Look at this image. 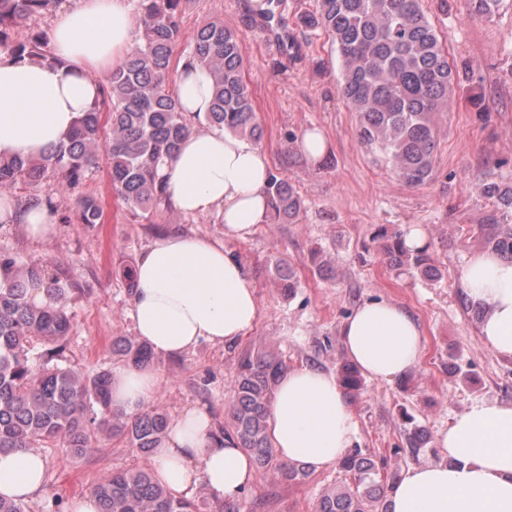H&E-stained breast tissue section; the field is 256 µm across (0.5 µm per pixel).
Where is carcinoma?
I'll return each instance as SVG.
<instances>
[{"label": "carcinoma", "mask_w": 512, "mask_h": 512, "mask_svg": "<svg viewBox=\"0 0 512 512\" xmlns=\"http://www.w3.org/2000/svg\"><path fill=\"white\" fill-rule=\"evenodd\" d=\"M60 0H0V54L18 61L63 65L49 48L47 31L38 25ZM138 16L133 52L113 67L100 99L79 118L68 140L39 158H0V187L39 186L48 180L75 189L95 168L100 150L108 157L112 193L127 210L143 215L166 212L158 172L189 131L170 68L175 46L186 45V58L207 70L213 99L205 123L222 127L256 145L263 131L252 93L244 79L245 46L220 18L190 35L182 16L191 0H133ZM502 0H467L469 15L490 19ZM303 27L322 29L341 58L340 92L356 112L361 143L378 147L396 175L415 186L432 177L438 149L435 115L448 109L455 76L448 52L423 8V0H317L315 11L300 16ZM481 193L495 209L486 216L494 227L490 250L512 261V185L486 180ZM272 213L294 219L304 201L284 176L272 175L268 187ZM59 224H100L103 207L93 196L78 199L74 211L57 209L49 195L36 197ZM390 266H410L428 277L440 275L428 247L410 249L400 239L383 245ZM13 276L0 283V451L59 443L79 456L97 435L117 437L150 453L160 446L170 419L157 405L136 413L112 407V373L82 374L60 364L64 340L72 328L69 296L76 284L68 270L0 253V266ZM277 284L296 288L288 268L276 262ZM112 351L128 365L153 362L149 348L117 337ZM286 364L275 353L246 352L238 359L231 398V427L214 436L230 437L254 466L287 481L307 477L304 467L275 454L269 437V408ZM338 377L349 393L361 389L359 371L339 365ZM428 443L419 426L406 429V447L418 455ZM339 469L350 483L325 491L317 512H386L389 490L399 479L379 478L375 462L353 450ZM92 492L100 512H199L195 500L173 496L146 470H116Z\"/></svg>", "instance_id": "cac0c4a2"}]
</instances>
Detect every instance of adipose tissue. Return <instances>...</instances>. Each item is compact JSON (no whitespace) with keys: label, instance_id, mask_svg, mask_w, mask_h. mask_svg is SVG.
Returning a JSON list of instances; mask_svg holds the SVG:
<instances>
[{"label":"adipose tissue","instance_id":"obj_1","mask_svg":"<svg viewBox=\"0 0 512 512\" xmlns=\"http://www.w3.org/2000/svg\"><path fill=\"white\" fill-rule=\"evenodd\" d=\"M133 0H65L56 12L53 49L64 66L0 55V158L37 157L65 142L99 93L98 74L135 47ZM176 90L190 121L211 110L212 79L180 61ZM269 159L260 148L219 127L192 129L160 176L173 208L212 216L224 236L211 239L172 229L136 264L129 310L138 339L159 356L177 357L203 343L233 344L258 321L257 291L246 265L226 246L268 223ZM0 223L23 225L35 240L54 227L34 201L0 196ZM465 290L486 313L479 334L495 354L512 359V261L495 252L472 255ZM341 336L364 376L391 380L415 368L423 338L417 322L384 299H368L346 318ZM159 376L126 366L112 373V404L140 411ZM354 415L336 374L316 368L285 371L270 406L269 435L277 456L312 470L338 465L351 445ZM440 459L406 469L388 497V512H512V403L481 401L438 432ZM156 479L185 497L204 486L214 502H232L254 481L249 456L212 434L211 418L190 408L152 454ZM45 463L33 448L0 453V497L27 501L45 490Z\"/></svg>","mask_w":512,"mask_h":512}]
</instances>
